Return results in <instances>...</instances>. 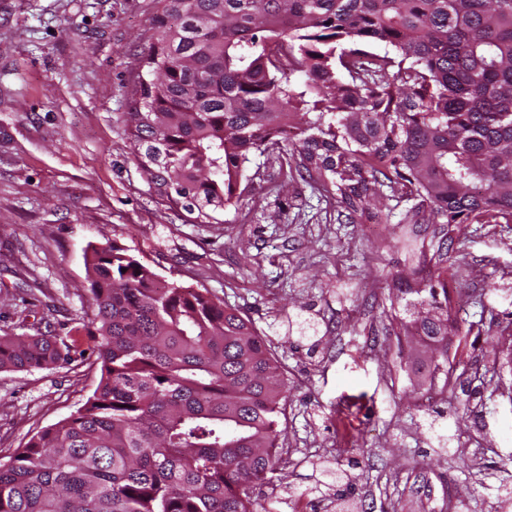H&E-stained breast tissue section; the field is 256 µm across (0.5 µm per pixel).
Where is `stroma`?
Here are the masks:
<instances>
[{"label": "stroma", "mask_w": 512, "mask_h": 512, "mask_svg": "<svg viewBox=\"0 0 512 512\" xmlns=\"http://www.w3.org/2000/svg\"><path fill=\"white\" fill-rule=\"evenodd\" d=\"M159 13L158 0H0V334L77 346L71 362L0 372V460L96 388L85 253L115 242L237 308L281 363L283 463L255 512H336L312 488L321 466L354 459L356 435V512H512V220L454 225L433 296L407 259L406 203L386 200L366 231L263 155L242 204L200 222L149 183L125 122ZM428 298L448 312L450 383L431 390L410 325ZM291 317L318 321V346Z\"/></svg>", "instance_id": "35a3bbf8"}]
</instances>
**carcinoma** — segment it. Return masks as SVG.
<instances>
[{"label":"carcinoma","mask_w":512,"mask_h":512,"mask_svg":"<svg viewBox=\"0 0 512 512\" xmlns=\"http://www.w3.org/2000/svg\"><path fill=\"white\" fill-rule=\"evenodd\" d=\"M144 66L168 65L127 123L158 192L209 217L239 207L252 155L334 188L348 216L392 196L406 224L512 219V0H159ZM194 17L224 20L222 86L182 97ZM384 53L370 50L373 44ZM303 72L305 89L291 82ZM316 118H310V114ZM100 381L67 419L0 463V512H254L282 464L288 382L252 322L208 290L157 275L130 249L85 257ZM421 338L448 314L419 302ZM58 336L0 335V371L71 360ZM320 470L308 492L348 485Z\"/></svg>","instance_id":"carcinoma-1"}]
</instances>
